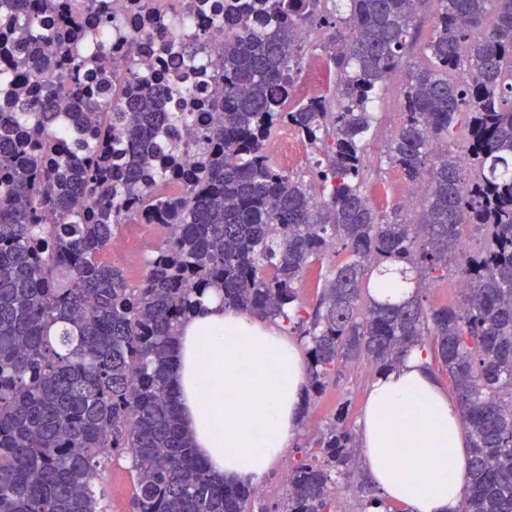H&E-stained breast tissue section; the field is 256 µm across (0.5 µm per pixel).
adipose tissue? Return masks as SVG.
<instances>
[{"label": "adipose tissue", "instance_id": "ef3b65f1", "mask_svg": "<svg viewBox=\"0 0 512 512\" xmlns=\"http://www.w3.org/2000/svg\"><path fill=\"white\" fill-rule=\"evenodd\" d=\"M307 356L280 327L208 294L180 326L172 385L198 456L234 483H259L293 445ZM360 477L408 512H460L469 439L428 347L373 379L358 421Z\"/></svg>", "mask_w": 512, "mask_h": 512}]
</instances>
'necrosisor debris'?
I'll return each instance as SVG.
<instances>
[{"label": "necrosis or debris", "mask_w": 512, "mask_h": 512, "mask_svg": "<svg viewBox=\"0 0 512 512\" xmlns=\"http://www.w3.org/2000/svg\"><path fill=\"white\" fill-rule=\"evenodd\" d=\"M56 10H68L89 22L107 15L106 38L87 42L88 58L106 56L118 93L129 94L132 75L164 83L173 79L182 91L164 99V110L189 112L195 126L206 129L219 120L216 104L223 90V53L213 42L224 25V0H55ZM200 45L195 61L179 55L181 42Z\"/></svg>", "instance_id": "necrosis-or-debris-1"}]
</instances>
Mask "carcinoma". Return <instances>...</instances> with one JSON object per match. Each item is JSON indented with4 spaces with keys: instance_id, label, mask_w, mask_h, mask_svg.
Listing matches in <instances>:
<instances>
[{
    "instance_id": "1",
    "label": "carcinoma",
    "mask_w": 512,
    "mask_h": 512,
    "mask_svg": "<svg viewBox=\"0 0 512 512\" xmlns=\"http://www.w3.org/2000/svg\"><path fill=\"white\" fill-rule=\"evenodd\" d=\"M52 2L27 0L25 22L0 21V58L13 69L88 67L70 53L81 21L43 17ZM301 26L314 41L296 39ZM222 38L224 112L187 143L191 173L153 145L151 126L191 119L154 111L170 88L149 80L106 112L82 107L77 124L93 142L50 128L48 106L82 95L77 85L0 106V512H108L94 479L120 459L134 512H253L255 490L196 455L171 387L178 328L210 291L285 320L307 347L316 394L349 364L377 375L428 346L471 443L460 512H512V0H245L224 6ZM308 46L332 63L336 90L294 103ZM396 71L406 73L402 120L387 159L426 187L410 222L368 198L373 109ZM280 124L314 150L305 177L268 154ZM115 128L137 148L128 161L110 145ZM149 172L187 193L153 197ZM74 196L86 212L73 213ZM152 214L178 234L132 284L100 255L118 225ZM330 246L340 259L309 308L296 283ZM450 265L457 299L426 306V281ZM391 271L412 298L370 296L371 279ZM345 420L330 419L319 454L291 461L285 497L259 512H330L357 448Z\"/></svg>"
}]
</instances>
